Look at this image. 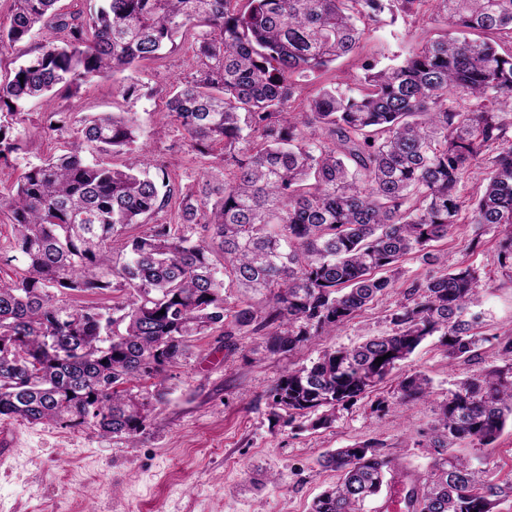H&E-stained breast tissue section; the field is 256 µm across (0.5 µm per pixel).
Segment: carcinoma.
<instances>
[{"instance_id": "obj_1", "label": "carcinoma", "mask_w": 512, "mask_h": 512, "mask_svg": "<svg viewBox=\"0 0 512 512\" xmlns=\"http://www.w3.org/2000/svg\"><path fill=\"white\" fill-rule=\"evenodd\" d=\"M429 1L442 35L421 38L394 65L363 61L355 94L333 83L308 89L357 54L358 23L387 11L418 16ZM57 2L11 0L0 26L1 50L37 29L60 33L0 78V163L21 149L13 130L24 106L157 61L190 37L195 73L169 91L157 132L180 126L196 151L214 155L224 183L199 194L173 188L161 166L142 169L127 112L84 119L66 153L0 194L14 229L9 251L25 265L0 285V419L131 439L151 403L124 383L157 377L217 330L232 336L255 324L273 354L335 332L397 290L405 256L440 264L431 243L463 219L495 230L498 261L512 267V49L498 43L512 39V0H101L87 15ZM86 144L124 156L123 167L87 160ZM481 161L485 189L467 202L459 184ZM174 200L178 223L126 235ZM115 278L127 298L110 307L58 298L100 294ZM477 286L462 264L411 282L391 332L288 369L269 391L272 413L326 426L435 334L449 358L470 356L480 341ZM227 287L245 297L234 313ZM499 355L503 366L448 390L427 433L439 458L405 491L407 512H493L512 497V481L488 458L449 453L465 439L492 449L512 417V337ZM429 394L426 374L407 375L394 405ZM320 464L338 480L309 512H364L397 467L374 442L330 451Z\"/></svg>"}]
</instances>
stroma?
I'll list each match as a JSON object with an SVG mask.
<instances>
[{
	"label": "stroma",
	"instance_id": "35a3bbf8",
	"mask_svg": "<svg viewBox=\"0 0 512 512\" xmlns=\"http://www.w3.org/2000/svg\"><path fill=\"white\" fill-rule=\"evenodd\" d=\"M443 28L431 21L422 29L409 17L382 15L367 24L360 58L336 61L337 83L345 91L357 89L361 59L395 64L415 48L421 31L433 36ZM194 65L193 45L180 39L157 62L94 79L77 95H57L49 105L29 106L17 127L22 148L0 165V193L29 166L61 154L86 115L112 112L134 113L147 165L164 164L171 184L201 189L208 165L187 134L177 126L156 132L170 88ZM130 85L135 93L124 96ZM52 112L67 118L55 131L45 127ZM476 237L481 243L474 249ZM497 246L493 232L473 224L457 225L433 246L480 276L483 341L473 356L449 359L439 337H428L377 392L338 409L330 425L315 427L304 418L274 416L269 389L288 368L311 364L323 351L390 332L389 315L400 295L290 354L270 353L264 336L248 328L234 336L216 331L193 341L186 358L162 373L160 386L130 383L135 395L164 394L134 439L104 438L88 427L0 420V512H308L313 499L337 481L336 472L319 465L320 456L357 442L382 443L402 469L426 476L436 451L419 442L439 405L455 383L500 364L497 342L512 336V272L499 266ZM417 372L431 381L425 401L378 410V400L392 398L398 380Z\"/></svg>",
	"mask_w": 512,
	"mask_h": 512
}]
</instances>
